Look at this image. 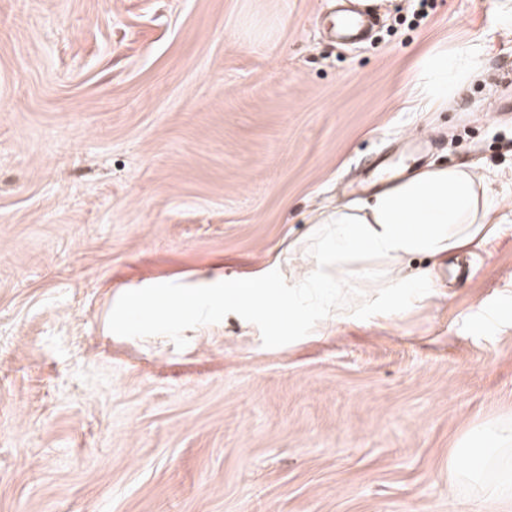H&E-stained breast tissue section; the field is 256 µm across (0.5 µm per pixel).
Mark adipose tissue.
Wrapping results in <instances>:
<instances>
[{
    "label": "adipose tissue",
    "instance_id": "obj_1",
    "mask_svg": "<svg viewBox=\"0 0 512 512\" xmlns=\"http://www.w3.org/2000/svg\"><path fill=\"white\" fill-rule=\"evenodd\" d=\"M482 59L459 48L425 58L418 89L434 104L448 101L465 80L480 75ZM494 173L453 165L425 168L384 184L378 192L352 208L320 215L324 224L318 272L304 274L302 289L340 288L341 274L357 258L375 261L368 277L382 287H403L406 256L424 252L442 258L467 249L484 225L494 223L499 202L491 191ZM490 471H469L481 484L489 502L512 512V435L500 433L484 446Z\"/></svg>",
    "mask_w": 512,
    "mask_h": 512
}]
</instances>
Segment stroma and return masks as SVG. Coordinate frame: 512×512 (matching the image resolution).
Returning a JSON list of instances; mask_svg holds the SVG:
<instances>
[{"label":"stroma","instance_id":"35a3bbf8","mask_svg":"<svg viewBox=\"0 0 512 512\" xmlns=\"http://www.w3.org/2000/svg\"><path fill=\"white\" fill-rule=\"evenodd\" d=\"M0 0V512H483L453 451L512 428V38L492 0ZM485 62L447 108L431 52ZM499 170L429 280L268 349L237 315L108 328L121 294L314 265L315 213L427 166ZM348 12L353 14L345 19L344 28L346 29V33L342 38L351 41L362 40L368 31L367 25L375 19V16L367 10H362L359 7V3L355 11L347 10V13Z\"/></svg>","mask_w":512,"mask_h":512}]
</instances>
